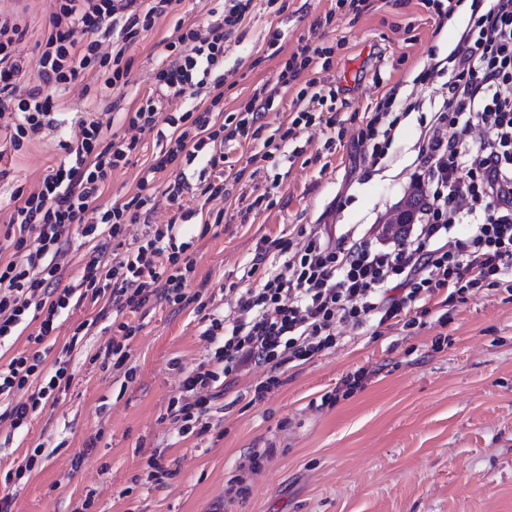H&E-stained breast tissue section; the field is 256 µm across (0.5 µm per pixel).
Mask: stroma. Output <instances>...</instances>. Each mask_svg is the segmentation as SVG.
Wrapping results in <instances>:
<instances>
[{
  "instance_id": "35a3bbf8",
  "label": "stroma",
  "mask_w": 512,
  "mask_h": 512,
  "mask_svg": "<svg viewBox=\"0 0 512 512\" xmlns=\"http://www.w3.org/2000/svg\"><path fill=\"white\" fill-rule=\"evenodd\" d=\"M23 11L27 35L17 50L31 59L55 0H13ZM218 0H183L175 14L159 18L131 44L130 84L107 100L72 85L59 126L0 160V232L12 190L36 187L62 160L63 141L80 131L81 119L112 120L114 109L133 107L153 88L158 44L176 25H204ZM336 0H253L242 24L224 41L222 109L242 107L256 88L274 84L281 64L299 40L333 47L330 60L315 59L306 77L342 87L336 102L335 144L319 128L300 134L297 153L283 156L276 173L257 169V147L225 145L226 163L244 170L232 197L211 201L224 213L218 236L200 237L183 227L182 240L196 256V280L208 283L209 308L230 312L236 290L259 287L245 277L265 238H293L299 228L339 237L381 227L411 184L419 137L448 91V73L418 83L431 60L456 47L467 18L456 25L424 8L421 0H365L361 13L339 11ZM335 10L331 24L318 18ZM281 30V51L268 40ZM396 93L416 102L400 116L395 137L382 145L377 165L362 162L357 136L364 113ZM161 147L143 137L139 156L116 170L98 200L108 209L138 190L145 160ZM267 194L269 208L242 217L241 200ZM445 322L341 329L335 348L302 365L283 368L281 386L254 400L266 377L258 367L226 385L213 409L211 431L182 435L167 414L183 371L207 361L214 350L204 338L194 306L167 305L134 314L142 329L129 351L132 380L123 371L93 363L110 331L94 326L72 354L74 379L58 400L12 429L0 420V478L26 453L41 448L32 471L17 481L13 512H512V294L494 288L456 296ZM371 371L367 386L325 406L321 397L356 369ZM271 455L258 472L245 469L251 449ZM160 453L167 475L146 480L144 468ZM243 479L245 498L227 499L232 479Z\"/></svg>"
}]
</instances>
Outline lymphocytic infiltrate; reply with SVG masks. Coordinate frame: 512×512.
Instances as JSON below:
<instances>
[{
	"label": "lymphocytic infiltrate",
	"mask_w": 512,
	"mask_h": 512,
	"mask_svg": "<svg viewBox=\"0 0 512 512\" xmlns=\"http://www.w3.org/2000/svg\"><path fill=\"white\" fill-rule=\"evenodd\" d=\"M35 61L16 52L26 30L17 12L0 10V123L13 151H21L54 121L61 91L87 71H95L100 91L129 83L128 46L180 0H56ZM252 0H230L211 10V20L179 34L164 45L167 62L155 75L154 94L121 113L126 135L107 136L101 123L81 125L78 138L64 142L63 160L31 192L15 189L7 226L11 253L0 257V344L28 329L27 350L0 365V417L12 428L27 425L49 400L69 389L70 362L91 322L79 323L56 358L45 340L59 326L73 300H87L113 310V338L96 358L102 368H124L129 344L140 327L123 318L155 303L176 308L196 304L204 312V336L215 346L207 363L181 382L167 411L183 435L211 430L214 386L236 379L250 365L266 367L255 398L280 386L283 366L305 362L335 347L338 327H425L437 297L489 287L512 292V0H492L486 12L472 11L468 27L448 56V95L433 117L419 151L412 181L423 194L414 223L402 225L392 243L379 236L338 238L309 231L300 242L262 239L251 261L264 265L270 251L284 255L283 266L266 273L259 288L241 291L228 319L207 313L200 293H187L196 270L188 243L178 242V228L198 219L208 235L222 216L203 217L191 201L229 196L241 173L224 171V146L251 140L262 148L252 157L276 167L288 142L304 129L334 128L335 88L303 73L315 58L331 56L329 46L298 44L282 63L275 90L254 94L243 109L217 120L212 108L224 97V41L245 18ZM190 52H183L182 44ZM36 70L35 84L24 75ZM304 79L281 137H262L264 118L276 89ZM208 89L209 109L161 113L162 99L194 98ZM155 133L162 147L140 178L139 194L99 210L95 202L115 170L139 150V136ZM204 160L210 173L188 175L187 166ZM168 174L165 196L175 214L168 223H152L155 205L146 187ZM131 224L146 225L138 246L125 248ZM468 225L458 235L459 225ZM89 245L75 283H65L60 264L74 236ZM115 257H107V250ZM26 400L15 401L19 391Z\"/></svg>",
	"instance_id": "obj_1"
}]
</instances>
